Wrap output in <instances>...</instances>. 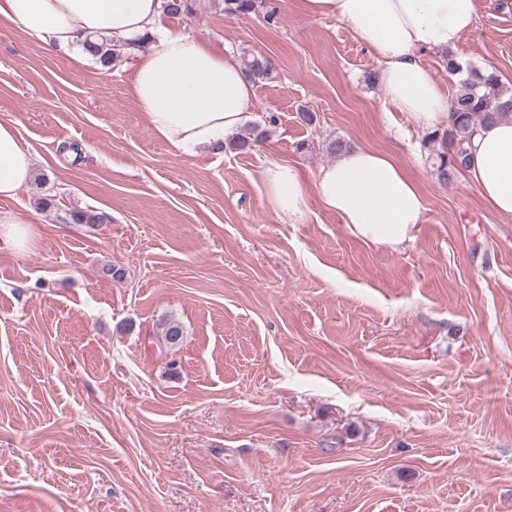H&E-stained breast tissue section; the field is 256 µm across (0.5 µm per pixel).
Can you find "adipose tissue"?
<instances>
[{"mask_svg": "<svg viewBox=\"0 0 512 512\" xmlns=\"http://www.w3.org/2000/svg\"><path fill=\"white\" fill-rule=\"evenodd\" d=\"M309 17L347 23L380 63L386 99L421 128L448 123L449 98L421 62L456 50L471 30L476 0H301ZM0 19L84 65L81 39L103 34L150 45L132 68L131 94L154 133L180 154L215 148L241 128L252 82L222 46L168 27L160 0H0ZM468 182L497 214L512 217V120L478 128L467 144ZM34 155L17 125L0 120V200L14 199L33 175ZM267 204L283 221L301 219L309 197L340 216L355 237L395 248L414 238L425 209L418 183L390 154L344 150L313 182L300 169L270 162L261 174Z\"/></svg>", "mask_w": 512, "mask_h": 512, "instance_id": "1", "label": "adipose tissue"}]
</instances>
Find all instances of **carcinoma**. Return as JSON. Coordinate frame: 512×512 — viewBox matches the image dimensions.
Listing matches in <instances>:
<instances>
[{"label": "carcinoma", "instance_id": "obj_1", "mask_svg": "<svg viewBox=\"0 0 512 512\" xmlns=\"http://www.w3.org/2000/svg\"><path fill=\"white\" fill-rule=\"evenodd\" d=\"M193 4L194 0H161L160 8L167 18H188L193 14ZM263 4L265 0H222V11L231 16H246L255 13ZM83 45L104 67L119 60L126 49V43L110 37L86 39ZM275 66V59L266 54H245L242 57L244 73L253 81L268 77ZM450 113L451 151L440 157L439 165L440 174L447 178L451 172L467 167L465 141L475 128L494 121L512 119V88L504 86L494 72L485 74L478 68H471L458 81L451 96ZM266 138L267 129L254 125L228 138L218 150L248 153ZM70 219L74 224L92 227L103 223L105 215L89 208L74 209ZM160 326L157 338L166 347L177 344L183 336V329L173 320L166 319Z\"/></svg>", "mask_w": 512, "mask_h": 512}]
</instances>
